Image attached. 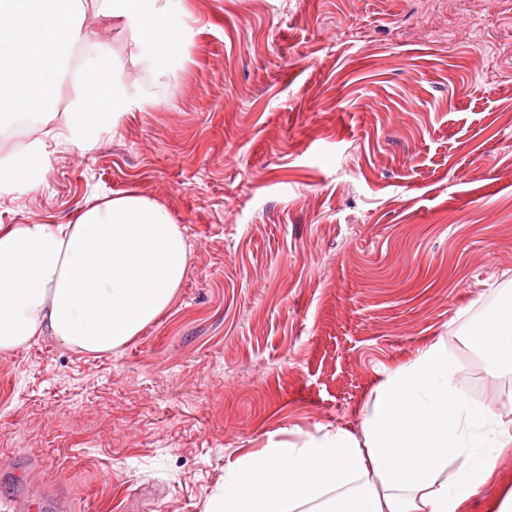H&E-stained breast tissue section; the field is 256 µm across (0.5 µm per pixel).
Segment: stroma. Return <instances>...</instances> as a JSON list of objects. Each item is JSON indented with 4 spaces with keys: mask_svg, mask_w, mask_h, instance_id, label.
Listing matches in <instances>:
<instances>
[{
    "mask_svg": "<svg viewBox=\"0 0 512 512\" xmlns=\"http://www.w3.org/2000/svg\"><path fill=\"white\" fill-rule=\"evenodd\" d=\"M191 41L143 107L52 154L0 224L98 196L163 203L191 245L173 305L100 357L0 353V512H205L269 441L359 429L384 369L435 339L512 419V374L462 338L512 300V0H170ZM512 449L463 512H498Z\"/></svg>",
    "mask_w": 512,
    "mask_h": 512,
    "instance_id": "35a3bbf8",
    "label": "stroma"
}]
</instances>
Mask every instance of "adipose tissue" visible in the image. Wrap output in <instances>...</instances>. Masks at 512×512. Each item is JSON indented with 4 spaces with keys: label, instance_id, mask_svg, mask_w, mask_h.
<instances>
[{
    "label": "adipose tissue",
    "instance_id": "obj_1",
    "mask_svg": "<svg viewBox=\"0 0 512 512\" xmlns=\"http://www.w3.org/2000/svg\"><path fill=\"white\" fill-rule=\"evenodd\" d=\"M169 0H0V197L39 188L50 146L92 150L140 107L136 66L182 48L192 30ZM110 20L108 44L85 32ZM71 83L72 109L53 93ZM189 241L162 203L118 194L66 224H0V353L39 336L90 356L151 326L183 285ZM464 341L492 372L512 371V303ZM339 426L240 457L207 512H461L512 447V420L469 396L443 340L387 369Z\"/></svg>",
    "mask_w": 512,
    "mask_h": 512
}]
</instances>
